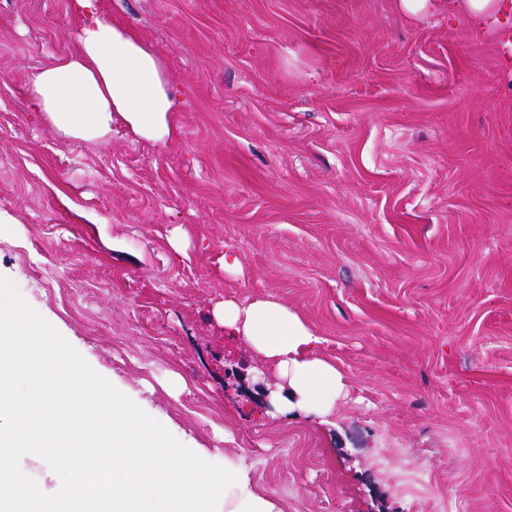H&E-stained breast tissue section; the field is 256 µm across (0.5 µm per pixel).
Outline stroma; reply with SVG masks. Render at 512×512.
Returning <instances> with one entry per match:
<instances>
[{
	"label": "stroma",
	"instance_id": "1",
	"mask_svg": "<svg viewBox=\"0 0 512 512\" xmlns=\"http://www.w3.org/2000/svg\"><path fill=\"white\" fill-rule=\"evenodd\" d=\"M69 3L0 0V275L282 512H512V0L489 38L397 0H104L164 63L162 143L28 111ZM256 295L343 373L332 423L243 395L277 381L216 311Z\"/></svg>",
	"mask_w": 512,
	"mask_h": 512
}]
</instances>
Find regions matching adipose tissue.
<instances>
[{
  "label": "adipose tissue",
  "instance_id": "ef3b65f1",
  "mask_svg": "<svg viewBox=\"0 0 512 512\" xmlns=\"http://www.w3.org/2000/svg\"><path fill=\"white\" fill-rule=\"evenodd\" d=\"M71 6L77 46L31 75L29 111L41 113L63 136L85 142L107 139L116 119L150 141L175 137L169 114L176 102L157 54L113 22L104 0H71ZM218 317L274 371L285 413L330 422L348 385L334 363L318 356L320 338L303 316L259 296L225 299Z\"/></svg>",
  "mask_w": 512,
  "mask_h": 512
}]
</instances>
